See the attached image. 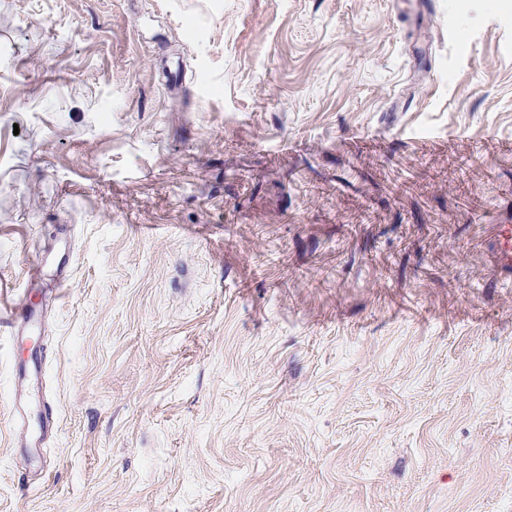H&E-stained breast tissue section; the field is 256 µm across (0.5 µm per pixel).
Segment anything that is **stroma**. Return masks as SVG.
<instances>
[{"mask_svg": "<svg viewBox=\"0 0 512 512\" xmlns=\"http://www.w3.org/2000/svg\"><path fill=\"white\" fill-rule=\"evenodd\" d=\"M497 224L512 0H0V512H512Z\"/></svg>", "mask_w": 512, "mask_h": 512, "instance_id": "35a3bbf8", "label": "stroma"}]
</instances>
